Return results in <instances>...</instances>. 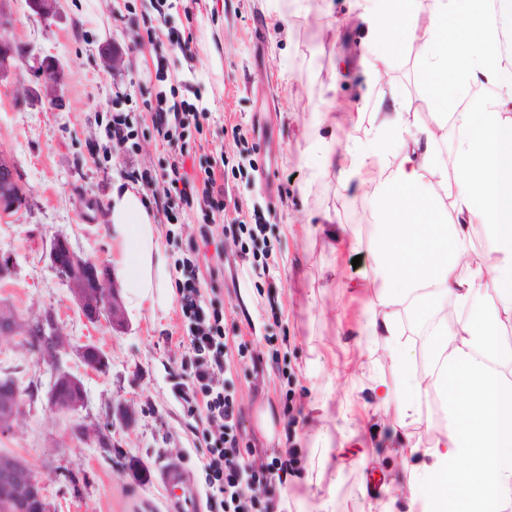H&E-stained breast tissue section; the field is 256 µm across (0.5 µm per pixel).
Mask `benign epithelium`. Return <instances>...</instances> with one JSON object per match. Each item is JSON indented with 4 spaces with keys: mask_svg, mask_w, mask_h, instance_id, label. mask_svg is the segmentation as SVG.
Segmentation results:
<instances>
[{
    "mask_svg": "<svg viewBox=\"0 0 512 512\" xmlns=\"http://www.w3.org/2000/svg\"><path fill=\"white\" fill-rule=\"evenodd\" d=\"M60 0H28L30 9L41 19L57 14ZM27 62V54L0 36V81L10 77L18 65ZM30 83L24 88L29 98L54 104L58 101L62 72L55 61L45 56L34 59L27 66ZM27 194L17 167L0 154V216L10 215L25 208ZM50 267L67 287L73 303L84 319L96 323L106 319L115 330L128 327V317L121 296V288L111 279L108 265L84 257L59 235L49 249ZM21 337L37 357L38 364L52 371V383L47 395L49 406L58 413L71 416L69 434L82 442L100 448L112 447V430L117 424L129 423L133 412L125 407L109 411L98 421L89 424L81 416L87 405V391L83 380L63 369L61 353H76L86 370L102 372L106 361L92 343L74 346L61 331L54 313L47 310L40 315L22 320L15 309L0 302V338ZM23 391L15 382L0 384V433L10 431L22 413ZM0 503L7 512H51L45 494L44 482L20 458L0 452Z\"/></svg>",
    "mask_w": 512,
    "mask_h": 512,
    "instance_id": "benign-epithelium-1",
    "label": "benign epithelium"
}]
</instances>
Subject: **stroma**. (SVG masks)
I'll list each match as a JSON object with an SVG mask.
<instances>
[{
    "label": "stroma",
    "instance_id": "obj_1",
    "mask_svg": "<svg viewBox=\"0 0 512 512\" xmlns=\"http://www.w3.org/2000/svg\"><path fill=\"white\" fill-rule=\"evenodd\" d=\"M13 24L0 35L28 55H49L64 80L59 107L26 99V70L0 82V153L12 158L29 205L0 219V254L16 267L0 281V300L21 318L53 310L72 343H95L108 369L83 374L75 355L64 369L82 373L88 393L83 417L93 421L123 405L135 422L117 428L111 450L68 436L69 420L50 408L51 372L19 339L0 340V378L24 392V412L0 451L23 459L45 482L52 512H175L156 483L161 465L181 468L186 493L201 494L203 427L181 399L191 356L178 304L156 314L130 313L126 332L90 324L49 269L55 235L84 256L109 260L105 207L109 190L132 168L160 172L166 146L151 123L159 92L198 102L209 115L193 134L185 169L202 183L215 172L227 208L215 218L221 261L202 258L197 275L206 301L224 313L229 356L219 380L242 414L241 448L250 462L288 463L296 496L290 512H405L388 489L405 463L392 429L376 406L372 387L395 384L383 344L358 334L373 291L369 188L343 186L336 167L303 166L298 157L317 122L319 98L332 117L322 135L336 152L372 137V109L364 98L397 94L419 122L431 120L435 100L420 45L398 42L379 79L363 61L366 26L357 0H288L286 12L270 0H172L166 23L146 33L153 0H60L45 21L27 0H10ZM192 31L193 57L172 44L174 32ZM346 66L343 77L333 68ZM127 112L134 136L109 145L112 113ZM241 137H234V130ZM356 230L358 254L334 256L320 225L325 216ZM168 263L199 242L200 208L180 211L174 223L155 216ZM360 266H352L353 257ZM325 408L330 443L317 456L311 405ZM68 470L71 488L54 478Z\"/></svg>",
    "mask_w": 512,
    "mask_h": 512
}]
</instances>
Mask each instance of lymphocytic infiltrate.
<instances>
[{
  "label": "lymphocytic infiltrate",
  "mask_w": 512,
  "mask_h": 512,
  "mask_svg": "<svg viewBox=\"0 0 512 512\" xmlns=\"http://www.w3.org/2000/svg\"><path fill=\"white\" fill-rule=\"evenodd\" d=\"M204 109L185 101L168 102L157 97L153 126L171 152L160 174L131 170L132 181L146 185L151 203L167 221H174L182 208L204 203L210 212H223V192L197 189L184 169L193 131L203 128ZM176 271L177 301L187 323L192 357L190 386L182 398L190 413L209 421L221 420L219 434L207 437L204 486L208 503L221 512H276L278 504L271 491L272 473L268 467L248 462L239 448V415L224 393L218 377L224 372V325L219 309L203 306V293L192 256L180 259Z\"/></svg>",
  "instance_id": "obj_1"
}]
</instances>
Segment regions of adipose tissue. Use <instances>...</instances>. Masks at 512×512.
<instances>
[{"instance_id": "obj_1", "label": "adipose tissue", "mask_w": 512, "mask_h": 512, "mask_svg": "<svg viewBox=\"0 0 512 512\" xmlns=\"http://www.w3.org/2000/svg\"><path fill=\"white\" fill-rule=\"evenodd\" d=\"M361 9L372 75L402 38L420 41L439 79L432 125L414 127L398 97L377 98L373 139L347 149L339 169L344 182L372 185L374 297L359 331L384 344L399 372L396 385L376 382L374 397L400 427L421 417L428 398L452 407L448 426L420 451L430 465L405 470L409 512H512V343L503 336L512 328V82L502 78L512 67L503 49L512 0H362ZM477 84L490 95L470 97ZM452 123L458 137L448 162L441 146ZM389 149L400 153L396 168L367 180ZM106 221L112 272L129 307L166 308L171 278L145 196L114 187ZM477 225L492 264L470 262ZM491 292L498 305L489 310L483 300ZM449 297L469 316L452 325L438 319L427 366L416 371L400 342L398 307Z\"/></svg>"}]
</instances>
